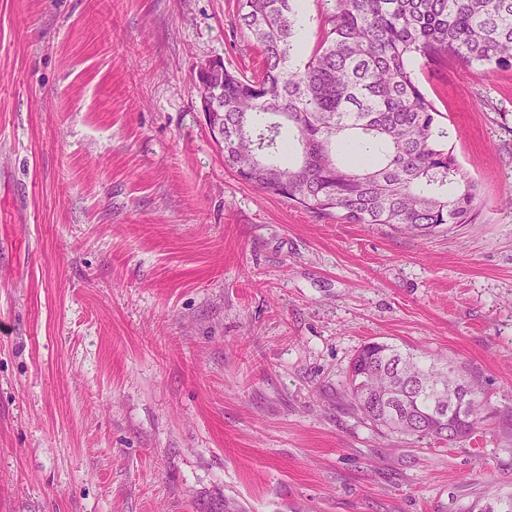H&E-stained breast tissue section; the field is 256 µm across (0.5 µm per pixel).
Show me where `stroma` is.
<instances>
[{"instance_id":"35a3bbf8","label":"stroma","mask_w":512,"mask_h":512,"mask_svg":"<svg viewBox=\"0 0 512 512\" xmlns=\"http://www.w3.org/2000/svg\"><path fill=\"white\" fill-rule=\"evenodd\" d=\"M238 0H0V512H467L512 493V68H414L481 188L420 242L224 165L198 70ZM370 341L488 390L476 435L381 432Z\"/></svg>"}]
</instances>
